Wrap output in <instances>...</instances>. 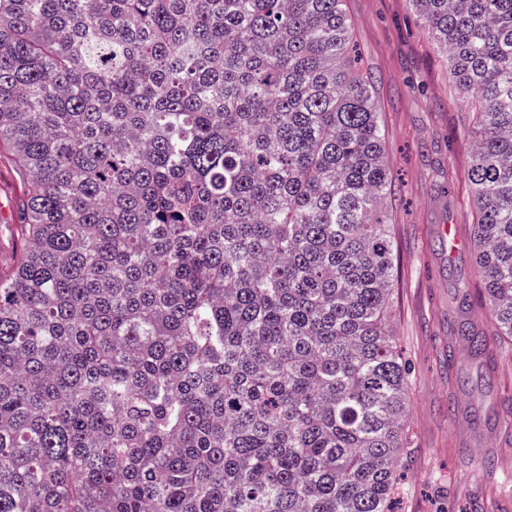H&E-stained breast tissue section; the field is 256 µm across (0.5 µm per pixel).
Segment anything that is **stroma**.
Returning <instances> with one entry per match:
<instances>
[{"mask_svg": "<svg viewBox=\"0 0 512 512\" xmlns=\"http://www.w3.org/2000/svg\"><path fill=\"white\" fill-rule=\"evenodd\" d=\"M359 68L373 85L392 176L387 214L395 277L391 324L411 379L410 449L395 512H512V355L492 346L472 358L462 325L493 334L479 292L462 308L476 253L467 172L472 114L408 0H346ZM23 194L0 152V268L21 247ZM468 241L452 253L443 226Z\"/></svg>", "mask_w": 512, "mask_h": 512, "instance_id": "obj_1", "label": "stroma"}]
</instances>
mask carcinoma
<instances>
[{"label": "carcinoma", "instance_id": "carcinoma-1", "mask_svg": "<svg viewBox=\"0 0 512 512\" xmlns=\"http://www.w3.org/2000/svg\"><path fill=\"white\" fill-rule=\"evenodd\" d=\"M512 341V0H409ZM345 0H0V512H394L385 133ZM468 352L490 337L465 334ZM23 194L10 159L0 152V268L12 262L21 248L14 224H17L16 205Z\"/></svg>", "mask_w": 512, "mask_h": 512}]
</instances>
